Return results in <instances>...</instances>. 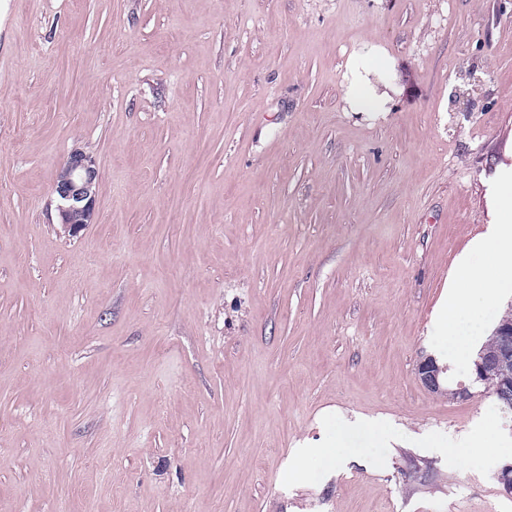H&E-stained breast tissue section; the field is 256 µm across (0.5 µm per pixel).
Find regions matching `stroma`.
I'll return each mask as SVG.
<instances>
[{"instance_id":"1","label":"stroma","mask_w":512,"mask_h":512,"mask_svg":"<svg viewBox=\"0 0 512 512\" xmlns=\"http://www.w3.org/2000/svg\"><path fill=\"white\" fill-rule=\"evenodd\" d=\"M505 167L512 0H0V512H512L496 400L416 375ZM382 63L376 53L365 57H353L349 62L350 77L347 94L353 104L363 112H388L387 100L377 94L370 81L373 72L380 71ZM97 188L94 159L82 151L71 152L53 186L59 224L69 237L95 223Z\"/></svg>"}]
</instances>
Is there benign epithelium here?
Wrapping results in <instances>:
<instances>
[{
    "mask_svg": "<svg viewBox=\"0 0 512 512\" xmlns=\"http://www.w3.org/2000/svg\"><path fill=\"white\" fill-rule=\"evenodd\" d=\"M98 171L94 159L82 151L70 153L53 186L57 202L59 224L68 236H78L86 227L95 223ZM500 347L492 361L499 366L512 363V324L498 331ZM487 359H479L474 367L475 381L485 384L492 395L504 402L512 400V372H503L498 380L488 381ZM441 367L431 357L421 359L417 365V377L431 392L440 387Z\"/></svg>",
    "mask_w": 512,
    "mask_h": 512,
    "instance_id": "7a95c632",
    "label": "benign epithelium"
}]
</instances>
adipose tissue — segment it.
Segmentation results:
<instances>
[{
  "instance_id": "1",
  "label": "adipose tissue",
  "mask_w": 512,
  "mask_h": 512,
  "mask_svg": "<svg viewBox=\"0 0 512 512\" xmlns=\"http://www.w3.org/2000/svg\"><path fill=\"white\" fill-rule=\"evenodd\" d=\"M382 63L377 54L355 57L349 62L348 95L364 112H383L386 99L378 95L370 75ZM504 190L498 197L499 222L472 245L471 253L485 256V264L473 263L470 255L458 258L448 278V292L435 319L438 336L447 342L449 359L466 364L471 346L487 319L494 314L504 290L512 288V174H503Z\"/></svg>"
}]
</instances>
